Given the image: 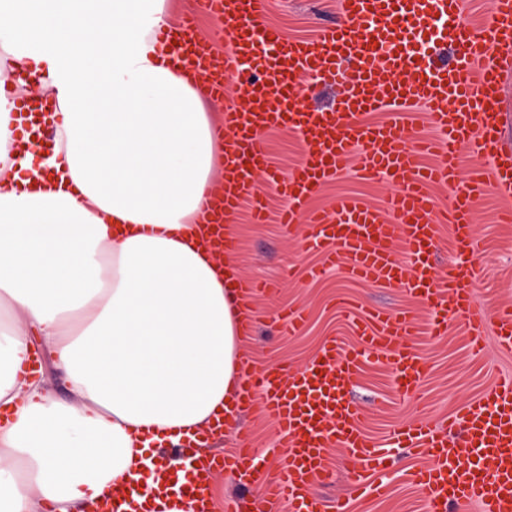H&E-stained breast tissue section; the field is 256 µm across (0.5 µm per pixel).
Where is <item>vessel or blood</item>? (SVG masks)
Wrapping results in <instances>:
<instances>
[{"mask_svg":"<svg viewBox=\"0 0 512 512\" xmlns=\"http://www.w3.org/2000/svg\"><path fill=\"white\" fill-rule=\"evenodd\" d=\"M270 0H196V13L224 24V54L196 34L195 15L181 18V55L202 76L200 95L224 100L233 84L235 102L224 108V184L211 195V214L199 231L202 245L223 252V225L234 223L242 204L263 222L270 186L282 202L280 222H307L311 250L324 270L341 268L354 280L404 286L426 312L425 322L406 311L369 309L354 323L359 344L328 340L305 366H272L247 374L235 412L262 400L278 424L287 454L275 478L258 479V455L247 433L233 448L209 456L180 449L190 462L184 483L169 490L165 460L155 463V485L114 492L94 512H155L156 500L177 499L191 512H214L210 480L233 472L247 496L224 512H273L288 502L291 512H326L314 487L325 477L327 451L341 448L352 462V480L375 491L389 450L412 449L426 460L414 473L425 512H512V381L452 414L458 431L425 422L394 430L387 443L367 435L363 414L349 394L369 357L390 366L400 390L420 385L424 364L406 337L425 326L444 336L449 319L464 317L473 351L493 332L500 350L512 352V313L490 318L476 305L472 256L477 249L473 219L491 190L512 191V103L504 92L512 83V0H490L486 22H463L465 0H340V18L312 37L285 38L266 23ZM337 88L336 104L313 109L303 102L311 77ZM385 106L397 112L388 121L364 122L363 115ZM423 109L437 131L434 139L405 138L400 109ZM288 130L300 139L303 156L286 175L274 165L265 136ZM483 154L488 167L460 174V149ZM431 154L437 161L422 165ZM362 177L385 176L396 192L386 206L358 199L337 202L332 211L313 213L309 198L336 178L349 161ZM447 185V203L431 193ZM449 225L454 257L448 275H435L438 229Z\"/></svg>","mask_w":512,"mask_h":512,"instance_id":"obj_1","label":"vessel or blood"}]
</instances>
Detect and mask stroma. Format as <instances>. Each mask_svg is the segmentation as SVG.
<instances>
[{
	"mask_svg": "<svg viewBox=\"0 0 512 512\" xmlns=\"http://www.w3.org/2000/svg\"><path fill=\"white\" fill-rule=\"evenodd\" d=\"M337 17L338 0H272L267 21L285 35L308 36ZM396 190V185L383 179L365 181L351 163L315 197L311 209L327 212L337 200L354 197L379 207ZM504 209L503 198L494 193L479 203L475 217L479 249L473 264L478 303H496L512 310V223H501ZM236 223L241 273L258 285L250 299L254 332L249 342L256 363L301 367L331 337L352 341L345 315L346 307L352 305L422 312L405 289L354 281L338 268L320 278H309V268L319 264L321 257L304 250L298 237L285 235L274 223H250L244 213ZM289 308L303 309L307 316L302 329L292 333L278 321L279 312ZM465 331L463 320L452 318L442 338L408 337V344L426 364V374L413 392H401L385 364L373 359L365 363L352 398L364 415L371 438L383 440L392 429L414 418L447 426L449 414L477 399L497 380L512 377V354H501L491 341L483 354H471ZM418 463L416 456L397 449L387 473L390 491L378 497L370 489L352 487L345 453L335 447L328 451L330 475L317 491L327 512H336L337 504L344 501L349 502L351 512H421V492L413 481Z\"/></svg>",
	"mask_w": 512,
	"mask_h": 512,
	"instance_id": "35a3bbf8",
	"label": "stroma"
}]
</instances>
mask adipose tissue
Wrapping results in <instances>:
<instances>
[{"instance_id":"adipose-tissue-1","label":"adipose tissue","mask_w":512,"mask_h":512,"mask_svg":"<svg viewBox=\"0 0 512 512\" xmlns=\"http://www.w3.org/2000/svg\"><path fill=\"white\" fill-rule=\"evenodd\" d=\"M165 0H0L16 67L58 103L40 160L0 96V512H86L233 399L249 310L193 232L221 116L178 69ZM66 383L60 399L43 370Z\"/></svg>"}]
</instances>
